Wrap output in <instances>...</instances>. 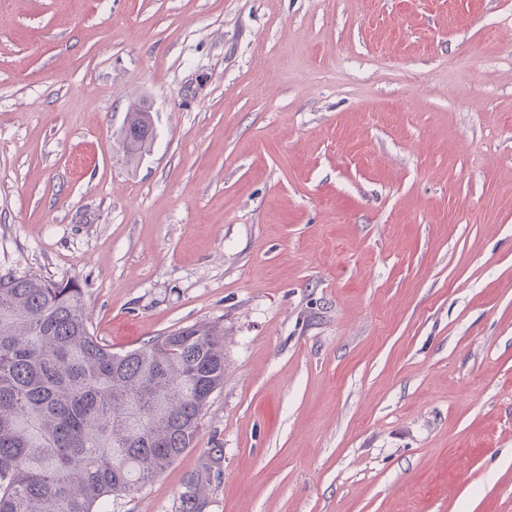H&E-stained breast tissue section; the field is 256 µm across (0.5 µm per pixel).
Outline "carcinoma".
I'll return each mask as SVG.
<instances>
[{"label":"carcinoma","mask_w":512,"mask_h":512,"mask_svg":"<svg viewBox=\"0 0 512 512\" xmlns=\"http://www.w3.org/2000/svg\"><path fill=\"white\" fill-rule=\"evenodd\" d=\"M150 113H127L135 156ZM224 387V337L192 325L123 354L95 336L74 279L0 275V512H100L139 492L195 441ZM211 448L190 473L181 512H202L220 472Z\"/></svg>","instance_id":"1"}]
</instances>
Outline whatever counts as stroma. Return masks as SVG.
<instances>
[{
  "instance_id": "stroma-1",
  "label": "stroma",
  "mask_w": 512,
  "mask_h": 512,
  "mask_svg": "<svg viewBox=\"0 0 512 512\" xmlns=\"http://www.w3.org/2000/svg\"><path fill=\"white\" fill-rule=\"evenodd\" d=\"M0 274L224 333L106 512H512V0H0ZM150 113L139 107V110L132 112L131 108L127 113L124 130V143L128 153L136 156L145 147L152 137ZM150 135V136H149ZM222 459H224L223 449L211 448L202 458L199 468L187 476L184 491L181 494L180 512L202 511L204 503L200 498L202 488L215 474H219Z\"/></svg>"
}]
</instances>
